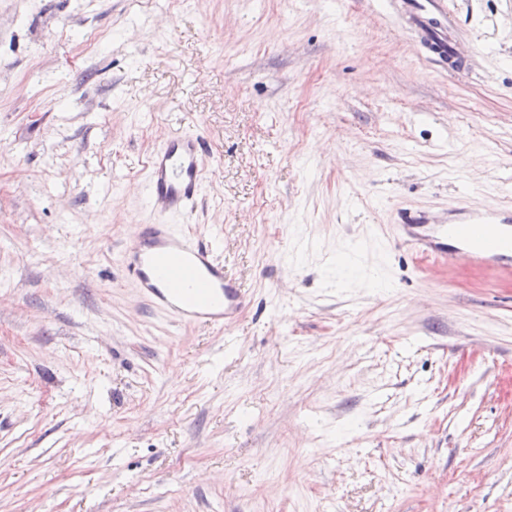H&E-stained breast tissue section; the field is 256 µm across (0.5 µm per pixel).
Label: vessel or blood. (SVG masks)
Here are the masks:
<instances>
[{
  "instance_id": "1",
  "label": "vessel or blood",
  "mask_w": 512,
  "mask_h": 512,
  "mask_svg": "<svg viewBox=\"0 0 512 512\" xmlns=\"http://www.w3.org/2000/svg\"><path fill=\"white\" fill-rule=\"evenodd\" d=\"M397 15L412 30L426 55L443 71L469 68L457 52L460 30L447 0H391ZM153 223L143 225L134 244L123 251L120 265L142 297L177 324L224 329L233 323L245 293L224 275V264L212 244L173 225L204 189L201 140L184 133L155 150L146 176ZM398 239L434 256L460 255L475 265H512V207L500 205L469 212L450 224L421 211L400 214Z\"/></svg>"
}]
</instances>
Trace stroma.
<instances>
[{"label": "stroma", "instance_id": "1", "mask_svg": "<svg viewBox=\"0 0 512 512\" xmlns=\"http://www.w3.org/2000/svg\"><path fill=\"white\" fill-rule=\"evenodd\" d=\"M448 7L459 77L386 0H0V512H512V269L393 242L512 181V0ZM185 132L221 331L120 267Z\"/></svg>", "mask_w": 512, "mask_h": 512}]
</instances>
